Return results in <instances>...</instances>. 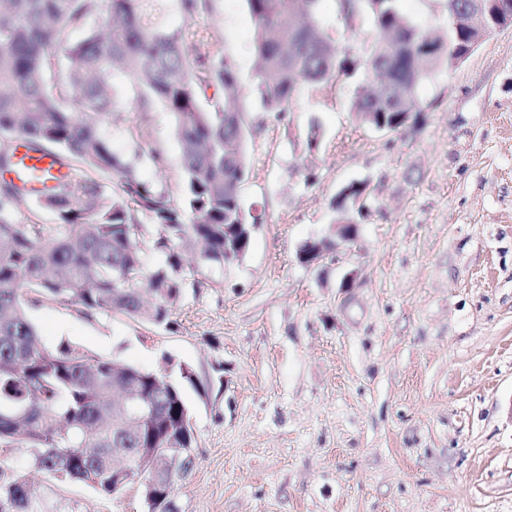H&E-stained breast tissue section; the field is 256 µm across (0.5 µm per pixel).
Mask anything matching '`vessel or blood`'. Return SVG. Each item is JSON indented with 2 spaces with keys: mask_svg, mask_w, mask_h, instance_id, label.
Returning <instances> with one entry per match:
<instances>
[{
  "mask_svg": "<svg viewBox=\"0 0 512 512\" xmlns=\"http://www.w3.org/2000/svg\"><path fill=\"white\" fill-rule=\"evenodd\" d=\"M15 146L13 166L0 176L13 181L27 195L47 193L66 176V169L54 156L28 150L24 138H17Z\"/></svg>",
  "mask_w": 512,
  "mask_h": 512,
  "instance_id": "1",
  "label": "vessel or blood"
}]
</instances>
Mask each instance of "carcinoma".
<instances>
[{"instance_id": "cac0c4a2", "label": "carcinoma", "mask_w": 512, "mask_h": 512, "mask_svg": "<svg viewBox=\"0 0 512 512\" xmlns=\"http://www.w3.org/2000/svg\"><path fill=\"white\" fill-rule=\"evenodd\" d=\"M0 0V169L13 164L14 140L53 154L69 171L34 199L56 224L14 218L18 188L0 182V512H39L35 488L9 465L8 451L34 450L33 468L111 496L113 457L141 448L163 453L196 447L179 373L167 383L154 372L118 365L67 341L43 343L29 309L46 301L79 315H121L170 325L186 288L183 249L197 242L202 260L224 264V225L240 224L248 154L241 111L230 91L233 64L209 40L147 20L152 0ZM377 31L369 69L389 87L363 94L356 112H379L388 126L420 106L417 91L450 66L468 35L448 22L431 41L401 11L399 0H361ZM254 22L256 88L263 111L280 118L299 85L315 87L343 67L335 41L316 20L317 0L298 13L292 0H246ZM63 50L55 71L48 50ZM143 81L140 112L156 103L170 112L181 145L185 193L174 200L142 179L135 160L116 154L102 133L117 106L116 68ZM53 78L55 92L46 91ZM224 92L210 108L208 91ZM117 176L107 196L98 176ZM148 252L165 256L149 270ZM146 405L153 422L137 424Z\"/></svg>"}]
</instances>
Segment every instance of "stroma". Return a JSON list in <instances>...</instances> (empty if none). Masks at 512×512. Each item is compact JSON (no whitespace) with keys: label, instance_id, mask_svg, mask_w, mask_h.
<instances>
[{"label":"stroma","instance_id":"stroma-1","mask_svg":"<svg viewBox=\"0 0 512 512\" xmlns=\"http://www.w3.org/2000/svg\"><path fill=\"white\" fill-rule=\"evenodd\" d=\"M153 15L235 62L241 203L262 222L241 261L186 260L192 286L170 328L47 302L30 312L43 342L146 370L166 353L197 373L180 512H512V30L436 71L419 112L384 132L352 110L370 87L373 22L347 20L339 0H319L316 17L344 68L299 88L281 120L255 91L245 0H211L191 19L179 0H153ZM115 81L124 105L106 137L181 199L173 116L136 112L141 85ZM344 208L359 226L346 243ZM322 239L334 250L300 263V245ZM10 459L42 512H143L136 489L105 497L33 471L23 449Z\"/></svg>","mask_w":512,"mask_h":512}]
</instances>
